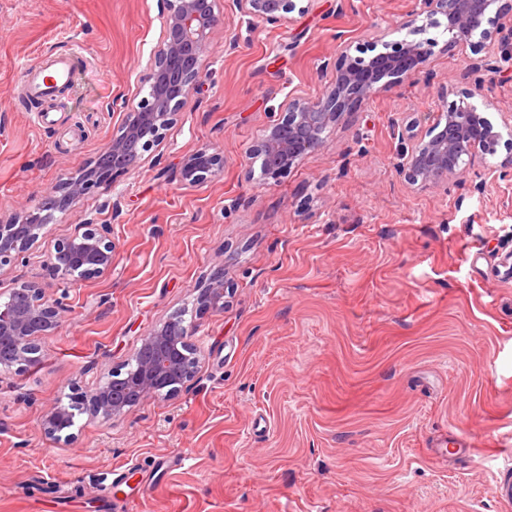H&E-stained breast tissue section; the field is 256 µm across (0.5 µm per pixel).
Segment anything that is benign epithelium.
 <instances>
[{
  "label": "benign epithelium",
  "mask_w": 512,
  "mask_h": 512,
  "mask_svg": "<svg viewBox=\"0 0 512 512\" xmlns=\"http://www.w3.org/2000/svg\"><path fill=\"white\" fill-rule=\"evenodd\" d=\"M444 17L442 34L447 44L468 42L484 36L509 8L504 0H431ZM168 14L158 50L148 64L151 96L126 113L112 140L89 164L84 173L61 182L54 190L55 207L70 208L92 185L115 171L141 167L143 150L163 137L175 116L195 94L206 68L208 45L220 23L216 0H165ZM240 13L249 19L276 22L296 8L295 0H236ZM435 38L414 42L403 40L391 51L371 57L343 55L336 67V83L329 94L315 101L294 100L283 118L270 124L263 134L260 157L263 175L275 178L303 156L318 149L324 135L339 117L359 101L386 88L382 80H411L420 76L437 46ZM479 89L451 102L428 132V139L410 140L398 155L396 166L412 184L437 187L461 175L477 155L493 156L500 134L472 102ZM217 157L201 148L187 159L182 177L204 178L213 170ZM51 213L38 207L0 217V266L12 258L23 259L42 237ZM113 243L107 228L94 221L79 226L47 254L46 264L60 279L83 280L112 266ZM200 304L224 308V281L213 277L200 290ZM67 313L60 298L46 295L37 283L15 280L8 293L0 292V371L40 363V339L54 332ZM192 325L174 317L142 337L132 359L123 368L109 371L86 387L81 396L83 410L104 422L118 419L131 407L148 398L171 397L189 382L200 363L198 349L190 342ZM76 407L58 404L46 414L43 427L52 436L74 425Z\"/></svg>",
  "instance_id": "benign-epithelium-1"
}]
</instances>
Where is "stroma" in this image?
Segmentation results:
<instances>
[{
    "mask_svg": "<svg viewBox=\"0 0 512 512\" xmlns=\"http://www.w3.org/2000/svg\"><path fill=\"white\" fill-rule=\"evenodd\" d=\"M162 0H0V215L76 175L148 94ZM426 0H296L277 23L217 0L223 27L191 96L135 171L56 214L0 291L37 282L70 311L41 364L0 373V512H506L512 467V12L485 38L435 47L423 73L332 125L278 178L263 131L286 101L326 96L342 53L438 39L406 28ZM238 39L236 49L225 34ZM81 51L49 114L26 107L21 71ZM480 89L501 138L447 184L396 168L450 102ZM209 147L219 164L183 179ZM106 225L111 269L66 283L44 253ZM224 306L200 308L213 272ZM196 328L195 377L107 424L76 415L74 441L45 414L131 359L175 315ZM464 438L470 453L449 452Z\"/></svg>",
    "mask_w": 512,
    "mask_h": 512,
    "instance_id": "35a3bbf8",
    "label": "stroma"
}]
</instances>
